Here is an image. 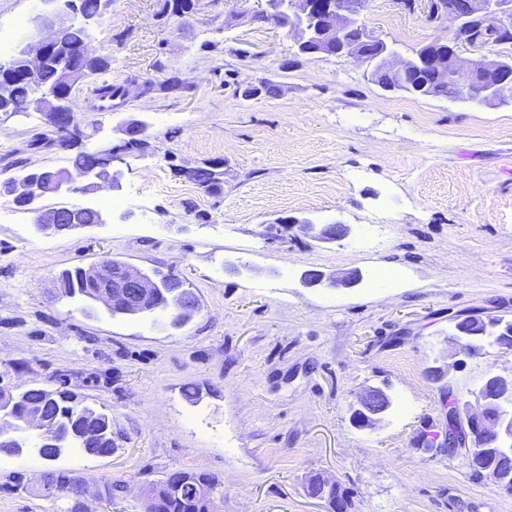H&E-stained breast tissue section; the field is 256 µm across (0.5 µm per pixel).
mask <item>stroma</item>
Masks as SVG:
<instances>
[{
	"mask_svg": "<svg viewBox=\"0 0 512 512\" xmlns=\"http://www.w3.org/2000/svg\"><path fill=\"white\" fill-rule=\"evenodd\" d=\"M162 4L114 0L89 26L107 67L72 90L82 142L61 146L39 112L0 122L1 179L72 168L82 150L121 172L117 187L42 201L103 223L43 234L17 206L0 223V390L74 391L111 416L114 446L48 467L1 454L0 512H140V490L178 470L215 476L221 512H334L306 493L317 474L350 512H512L464 451H415L445 431L449 393L512 372L510 350L448 354L456 314L512 316V104L414 97L361 63L298 54L264 21L266 0H204L185 18ZM364 17L403 58L449 28L429 0H367ZM106 84L126 95L103 112ZM130 119L145 143L127 151ZM208 165L207 187L190 172ZM293 218L350 232H273ZM105 258L181 277L198 315L175 329L160 312L114 316L64 293L63 270ZM387 266L396 285L378 278ZM309 269L359 280L308 288ZM373 385L393 405L376 428H354L349 404ZM50 468L83 476L88 494L32 492Z\"/></svg>",
	"mask_w": 512,
	"mask_h": 512,
	"instance_id": "obj_1",
	"label": "stroma"
}]
</instances>
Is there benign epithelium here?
<instances>
[{
	"label": "benign epithelium",
	"mask_w": 512,
	"mask_h": 512,
	"mask_svg": "<svg viewBox=\"0 0 512 512\" xmlns=\"http://www.w3.org/2000/svg\"><path fill=\"white\" fill-rule=\"evenodd\" d=\"M268 14L278 22H286L285 29L295 40L298 49L304 51L309 44L321 46L319 54L365 64L370 75L379 71L402 73L416 65V60H399L394 50L387 49L384 42L376 37L363 19L366 0H267ZM430 12L436 21L446 20L453 25L452 36L448 38L450 49L447 63L441 67L444 79L454 85L472 84V77L480 73L487 77L483 84L474 87L472 100L485 104H497L502 97H512V57L498 55L489 58L478 54L469 59L459 56V49L469 46L479 50L489 45H512V0H466V11L459 10L457 3L436 9L431 4ZM35 30L45 32L43 36L26 35V44L6 65H0V86L17 74L30 78L38 76L44 68L55 66L61 81L72 88L85 77L82 58L88 56L87 46H82L78 57L60 60L55 52L60 44L61 34L70 26L61 22L56 13L46 11L32 19ZM28 108L47 113L48 119L56 126L70 129L74 126L71 101L56 92H43L33 97ZM121 172L110 171L96 162L80 171L79 177L95 185L102 181L111 186L118 184ZM75 178L64 170L30 171L27 175L0 184V196L13 201L21 198L33 207H38L45 195H63L74 190ZM69 207H57L42 214L37 228L41 232L60 229L78 231L85 225H73ZM297 229L319 240L334 241L347 235L349 228L344 224H315L305 220L292 224ZM100 288L97 302L105 307L121 305L142 315L155 310L156 283L141 270L126 269L123 275L112 274L110 263L101 261L92 267ZM358 281V275L347 273L340 279L332 278L321 271H308L304 283L308 287L336 286L351 287ZM484 340L476 344L468 334L457 330L448 338L454 351L470 356L480 353L485 345L495 344L507 348L504 341L512 337V324L500 321H486L481 332ZM475 402L464 403L463 419L465 436L491 431L498 447L507 454L512 453V374H502L489 369L482 375L480 388L474 392ZM392 406V397L382 386H369L358 393L352 403L351 423L374 429L379 425ZM92 437L90 428L63 427L55 420L38 411L29 413L19 420L10 411L9 405L0 400V452L7 455L35 452L42 444H52L66 450L71 443L79 440L88 443Z\"/></svg>",
	"instance_id": "7a95c632"
}]
</instances>
